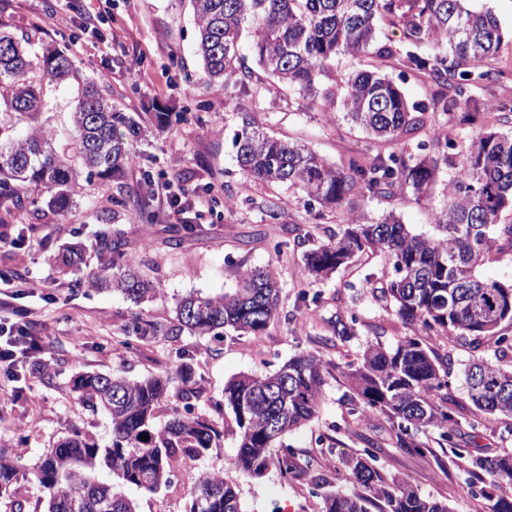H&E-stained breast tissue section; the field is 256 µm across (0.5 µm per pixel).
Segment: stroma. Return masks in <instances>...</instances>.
Wrapping results in <instances>:
<instances>
[{
    "instance_id": "obj_1",
    "label": "stroma",
    "mask_w": 512,
    "mask_h": 512,
    "mask_svg": "<svg viewBox=\"0 0 512 512\" xmlns=\"http://www.w3.org/2000/svg\"><path fill=\"white\" fill-rule=\"evenodd\" d=\"M0 25L29 36L36 49L65 50L80 78L98 79L102 92L142 128L132 143L134 157L122 189L86 182L66 218L17 210L0 224V273L27 282L11 307L32 313L29 333L42 346L24 361L19 375L0 371V452L29 468L45 448L77 431L99 445L110 444L109 415L82 403L73 379L85 372L135 380L171 374L183 355L203 390L196 412L215 420L224 435L219 448L184 467L167 486L154 492L122 487L136 512H187L190 486L199 474L214 471L238 485L245 512H320L322 500L310 479L285 477L273 469L247 477L230 466L238 434L232 411L223 405L224 385L240 374H271L302 352L334 366L354 360L367 344L392 345L409 335L365 281L370 274L381 281L390 277L384 258L364 253L317 280L307 272L303 256L339 233L347 220L370 223L391 211L414 231L432 232L444 205L441 190L402 200L360 195L325 209L296 190L248 179L231 143L232 110L242 100L268 131L335 166L364 151L369 139L332 110L325 93L334 89V80L323 82L324 94L314 102L269 83L259 72L248 97L232 86L206 88L187 0H0ZM489 66L505 76L483 94L482 124L506 131L512 129V41L504 42ZM76 89L72 83L56 91L48 110L33 117L0 114V134L20 136L40 126L56 152L65 153ZM161 112L168 115L163 124L157 121ZM148 179L159 191L180 189L199 196L202 206L190 224L163 212L146 194ZM116 195L124 206H113ZM271 200L280 207L274 224L265 212ZM103 210L111 211V223L97 221ZM103 237L124 241L127 257L159 290L153 300L136 304L59 272L58 256L76 242L86 248L84 270H97V243ZM281 240L288 248L279 256L274 246ZM267 265L273 266L282 294L279 314L263 335L228 329L219 342L207 336L159 335L121 348L133 318L166 322L178 298L224 293L235 288L238 271ZM305 294L310 297L306 303L301 300ZM339 317L357 320L355 336L343 343L332 328ZM424 439L431 451L422 456L401 448L381 415H350L348 389L332 369L315 418L287 442L300 457L319 458V473L337 490L356 488L344 459L370 450L381 474L409 482L448 504L451 512H486L450 446L439 444L438 431H428Z\"/></svg>"
}]
</instances>
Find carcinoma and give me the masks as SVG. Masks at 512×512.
Instances as JSON below:
<instances>
[{
  "mask_svg": "<svg viewBox=\"0 0 512 512\" xmlns=\"http://www.w3.org/2000/svg\"><path fill=\"white\" fill-rule=\"evenodd\" d=\"M198 37L201 78L209 88L237 86L250 93L253 69L241 53L247 39L257 65L274 82L301 98L314 97L318 84L334 76L336 59L371 53L380 60L396 58L407 71L424 76L436 92L432 107L408 101L402 89L381 74V64L360 70L337 85L344 117L374 141L412 139L436 120L451 114L460 128L482 121L480 95L504 72L482 69L499 53L504 32L491 12H473L466 0H189ZM402 26L406 42L399 48L374 46L376 22ZM30 39L0 30V112L32 114L48 103L49 88L77 78L70 57L60 49L42 54L27 51ZM238 122L232 146L240 170L255 182L285 185L323 207L360 195L383 198L428 194L443 170H454L444 187L445 205L431 234L416 233L393 212L373 224L353 220L327 243L304 255L316 278H327L359 253L385 257L392 274L375 289L374 298L393 306L403 324L427 336L442 334L475 352L465 369L468 403L455 396L448 377L451 361L443 359L417 336L394 346L367 345L360 357L336 366L352 391L351 413H378L391 423L400 447L425 453L420 435L440 430L463 463L468 481L480 484L488 512H512V451L492 457L472 454L453 443L459 419L475 434L492 420L512 435V354L506 332L512 312L503 306L512 281L490 280L480 269L487 262L512 256V224L500 223L512 211V133L487 130L472 139L463 157L448 154V136L434 134L429 151L408 163L393 153L366 150L336 167L312 151L266 131L247 105L234 109ZM73 149L86 180L109 188L121 181L131 162L130 143L141 128L101 93L84 83L73 111ZM78 174L71 161L56 154L45 134L0 140V197L21 205L30 201L39 213L35 189L48 194L46 206L61 218L72 209ZM105 266L86 277L87 286L112 289L140 304L158 289L135 263L125 259L124 244L105 243ZM61 266L83 264V246H69ZM119 268V273L112 270ZM280 288L270 267L238 274L230 293L188 295L175 302L166 324L135 319L127 333L145 339L159 334L211 336L224 329L262 334L277 317ZM494 345V357L482 348ZM325 363L299 353L265 377L238 375L224 386V404L235 417L238 446L232 467L260 476L269 467L280 474L304 475L326 487L322 512H448V505L425 498L410 484L386 479L366 450L345 459L344 467L359 490L343 493L328 487L300 464L284 439L315 416L324 386ZM184 412L174 413L163 427L155 412L170 394L171 377L132 380L121 375L85 373L74 380L80 399L104 409L112 421V441L101 447L79 433L59 440L32 469L0 454V502L15 507L27 474L49 491L47 512H135L133 502L117 491L132 486L153 492L171 483L189 461L219 447L217 423L193 413L201 397L191 367L177 369ZM146 434L148 440L139 439ZM280 445L274 456L271 448ZM108 472L113 480L99 478ZM187 512H245L236 484L214 474L201 475L191 486Z\"/></svg>",
  "mask_w": 512,
  "mask_h": 512,
  "instance_id": "carcinoma-1",
  "label": "carcinoma"
}]
</instances>
